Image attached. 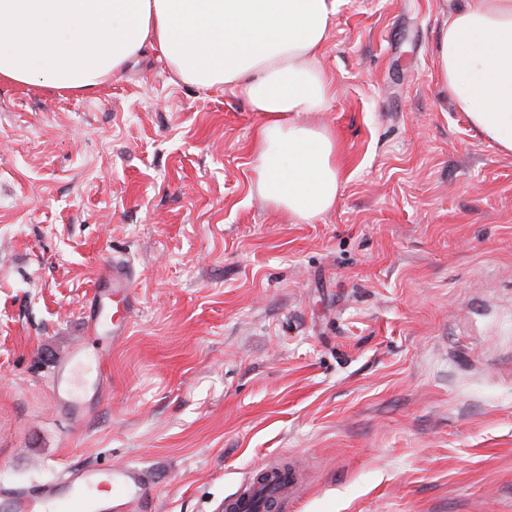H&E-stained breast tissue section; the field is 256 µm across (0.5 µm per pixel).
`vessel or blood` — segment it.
<instances>
[{
	"instance_id": "1",
	"label": "vessel or blood",
	"mask_w": 512,
	"mask_h": 512,
	"mask_svg": "<svg viewBox=\"0 0 512 512\" xmlns=\"http://www.w3.org/2000/svg\"><path fill=\"white\" fill-rule=\"evenodd\" d=\"M103 286L95 291L92 304L101 307L104 298L112 300V335L125 336L127 316L133 302L132 269L127 261L116 259L102 276ZM85 356L75 348L61 363L53 378L55 401L66 408L73 420H84L90 409L75 394L73 369ZM149 479L135 466L121 468L84 466L68 470L57 481L0 495V512H138Z\"/></svg>"
}]
</instances>
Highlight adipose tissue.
<instances>
[{"instance_id":"1","label":"adipose tissue","mask_w":512,"mask_h":512,"mask_svg":"<svg viewBox=\"0 0 512 512\" xmlns=\"http://www.w3.org/2000/svg\"><path fill=\"white\" fill-rule=\"evenodd\" d=\"M340 0H0V82L93 92L144 48L205 90L239 91L261 121V198L293 224L333 209L344 183L318 117L334 85L320 55ZM435 68L457 111L512 153V0H468L448 17Z\"/></svg>"}]
</instances>
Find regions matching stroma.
Masks as SVG:
<instances>
[{"instance_id":"1","label":"stroma","mask_w":512,"mask_h":512,"mask_svg":"<svg viewBox=\"0 0 512 512\" xmlns=\"http://www.w3.org/2000/svg\"><path fill=\"white\" fill-rule=\"evenodd\" d=\"M464 3L344 0L310 224L258 195L247 100L153 50L90 94L0 83V492L127 463L146 512H222L285 463L291 512H512V154L434 63ZM115 257L136 305L78 426L53 369Z\"/></svg>"}]
</instances>
